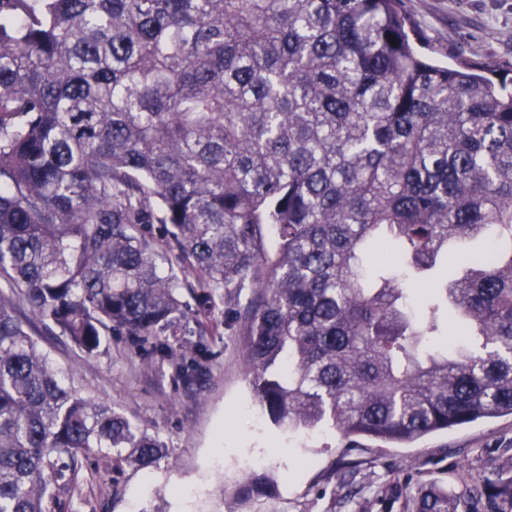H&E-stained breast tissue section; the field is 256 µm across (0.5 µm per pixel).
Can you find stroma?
I'll use <instances>...</instances> for the list:
<instances>
[{
	"label": "stroma",
	"instance_id": "1",
	"mask_svg": "<svg viewBox=\"0 0 512 512\" xmlns=\"http://www.w3.org/2000/svg\"><path fill=\"white\" fill-rule=\"evenodd\" d=\"M427 55L453 64L512 68V0H402ZM17 314L66 385L109 406L167 447L159 468L115 472L112 459L77 455L47 512H401L406 497L433 485L460 495L491 471L512 470V416L483 419L397 445L348 443L319 430L291 435L261 417L245 360L244 319L224 307L199 314L209 355L193 383L170 360L106 336L86 354L43 324L26 302ZM275 496L238 502L250 474Z\"/></svg>",
	"mask_w": 512,
	"mask_h": 512
}]
</instances>
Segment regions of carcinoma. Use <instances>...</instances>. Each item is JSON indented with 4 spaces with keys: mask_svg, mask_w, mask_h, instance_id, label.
I'll return each instance as SVG.
<instances>
[{
    "mask_svg": "<svg viewBox=\"0 0 512 512\" xmlns=\"http://www.w3.org/2000/svg\"><path fill=\"white\" fill-rule=\"evenodd\" d=\"M420 45L401 0H0V512H46L63 456L166 457L64 385L15 296L83 352L115 331L190 384L208 350L176 345L222 290L290 433L407 444L512 415V77ZM491 226L414 304L400 277L457 268L450 242ZM459 505L425 486L405 512ZM464 512H512V476Z\"/></svg>",
    "mask_w": 512,
    "mask_h": 512,
    "instance_id": "1",
    "label": "carcinoma"
}]
</instances>
